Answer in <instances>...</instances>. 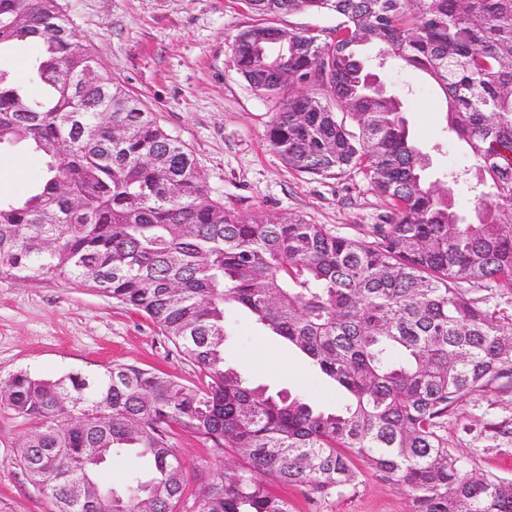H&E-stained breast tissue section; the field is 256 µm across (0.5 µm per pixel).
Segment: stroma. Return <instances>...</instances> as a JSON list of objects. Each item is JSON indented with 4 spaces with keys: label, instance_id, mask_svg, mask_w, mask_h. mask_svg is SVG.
I'll return each instance as SVG.
<instances>
[{
    "label": "stroma",
    "instance_id": "35a3bbf8",
    "mask_svg": "<svg viewBox=\"0 0 512 512\" xmlns=\"http://www.w3.org/2000/svg\"><path fill=\"white\" fill-rule=\"evenodd\" d=\"M85 36L98 72L124 85L160 125L193 154L212 198L225 208L274 218L300 215L345 236L379 223L386 202L363 174L321 178L290 169L267 141L274 99L254 91L232 55L236 35L256 24L243 0H59ZM403 104L411 136L429 156L425 175L444 186L473 161L449 131L446 104L425 74L389 61L380 73ZM43 170L41 156L18 147L0 153V196H23ZM226 362L252 384L287 390L324 407L342 403L287 342L241 308L226 313ZM132 364L196 384V368L144 314L65 278L0 276V380L25 371L42 379L95 374ZM31 422L0 409V512H52L51 499L29 480L19 443ZM448 447L467 471L512 481V388L467 397L448 415ZM175 452L195 486L224 465L222 454L188 434ZM355 484L312 495L280 485L290 512H412L402 488L357 463Z\"/></svg>",
    "mask_w": 512,
    "mask_h": 512
}]
</instances>
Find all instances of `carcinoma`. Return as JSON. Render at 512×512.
<instances>
[{
	"instance_id": "carcinoma-1",
	"label": "carcinoma",
	"mask_w": 512,
	"mask_h": 512,
	"mask_svg": "<svg viewBox=\"0 0 512 512\" xmlns=\"http://www.w3.org/2000/svg\"><path fill=\"white\" fill-rule=\"evenodd\" d=\"M275 17L330 15L319 34L267 23L232 54L278 99L271 148L313 177L365 175L389 204L361 237L300 217L240 215L210 197L180 140L98 74L58 0H0V55L39 42L31 97L0 67V150L45 158L41 181L0 198V276L66 277L145 313L199 371L186 386L128 364L55 380L17 372L0 408L35 424L19 444L55 512H289L275 483L341 491L353 458L406 489L413 512H512V481L464 470L448 413L512 383V318L479 290H512V0H245ZM288 44L273 66L270 47ZM428 75L488 188L476 218L428 182L398 99L368 82L362 51ZM248 310L346 395L339 408L253 386L224 361L225 310ZM245 460L187 491L175 438ZM131 454L121 488L96 479ZM89 488L75 503L71 487Z\"/></svg>"
}]
</instances>
